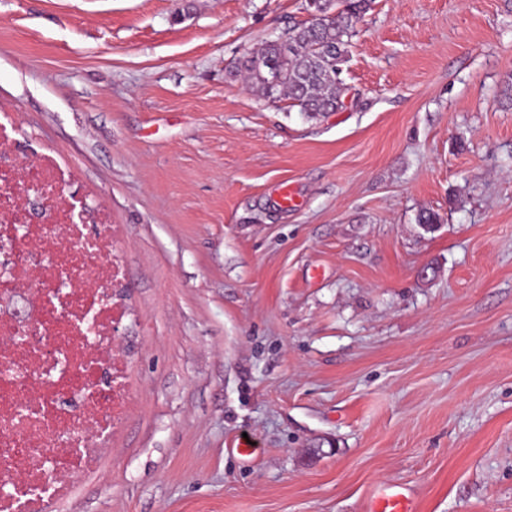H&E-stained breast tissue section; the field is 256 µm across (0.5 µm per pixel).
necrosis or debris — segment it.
<instances>
[{
    "mask_svg": "<svg viewBox=\"0 0 512 512\" xmlns=\"http://www.w3.org/2000/svg\"><path fill=\"white\" fill-rule=\"evenodd\" d=\"M72 179L53 154L22 159L0 122V296L27 291L34 309L0 308V512H46L93 469L127 404L116 235L108 213L64 198Z\"/></svg>",
    "mask_w": 512,
    "mask_h": 512,
    "instance_id": "4bbe7bcc",
    "label": "necrosis or debris"
}]
</instances>
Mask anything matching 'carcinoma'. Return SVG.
Returning a JSON list of instances; mask_svg holds the SVG:
<instances>
[{
    "label": "carcinoma",
    "mask_w": 512,
    "mask_h": 512,
    "mask_svg": "<svg viewBox=\"0 0 512 512\" xmlns=\"http://www.w3.org/2000/svg\"><path fill=\"white\" fill-rule=\"evenodd\" d=\"M372 0H321V15L288 29L250 53L237 70L265 98L284 96L316 116L342 106L346 92L339 79L351 40Z\"/></svg>",
    "instance_id": "cac0c4a2"
}]
</instances>
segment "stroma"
<instances>
[{
	"instance_id": "1",
	"label": "stroma",
	"mask_w": 512,
	"mask_h": 512,
	"mask_svg": "<svg viewBox=\"0 0 512 512\" xmlns=\"http://www.w3.org/2000/svg\"><path fill=\"white\" fill-rule=\"evenodd\" d=\"M307 18L0 0V111L120 229L129 312L124 420L48 512H512V0H374L314 118L228 74ZM413 500L400 486L388 487L377 497L371 512H415Z\"/></svg>"
}]
</instances>
